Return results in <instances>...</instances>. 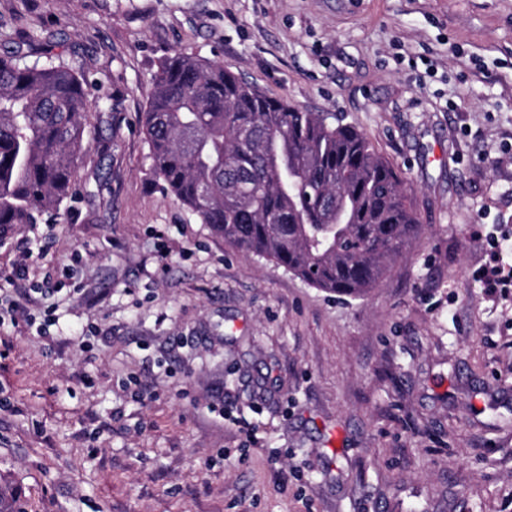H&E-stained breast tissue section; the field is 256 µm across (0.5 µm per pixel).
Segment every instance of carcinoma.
I'll return each instance as SVG.
<instances>
[{
  "mask_svg": "<svg viewBox=\"0 0 512 512\" xmlns=\"http://www.w3.org/2000/svg\"><path fill=\"white\" fill-rule=\"evenodd\" d=\"M95 105L69 66L0 55V241L59 217ZM144 115L163 192L225 243L315 288L367 294L419 232L401 176L362 132L219 63L164 57Z\"/></svg>",
  "mask_w": 512,
  "mask_h": 512,
  "instance_id": "cac0c4a2",
  "label": "carcinoma"
}]
</instances>
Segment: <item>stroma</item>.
Instances as JSON below:
<instances>
[{
    "mask_svg": "<svg viewBox=\"0 0 512 512\" xmlns=\"http://www.w3.org/2000/svg\"><path fill=\"white\" fill-rule=\"evenodd\" d=\"M98 86L77 195L0 243V495L25 512H512V0H0ZM176 51L362 131L421 230L365 296L239 251L150 174ZM57 323L47 333L45 316ZM151 397L136 396L138 386ZM287 484H280V473Z\"/></svg>",
    "mask_w": 512,
    "mask_h": 512,
    "instance_id": "obj_1",
    "label": "stroma"
}]
</instances>
